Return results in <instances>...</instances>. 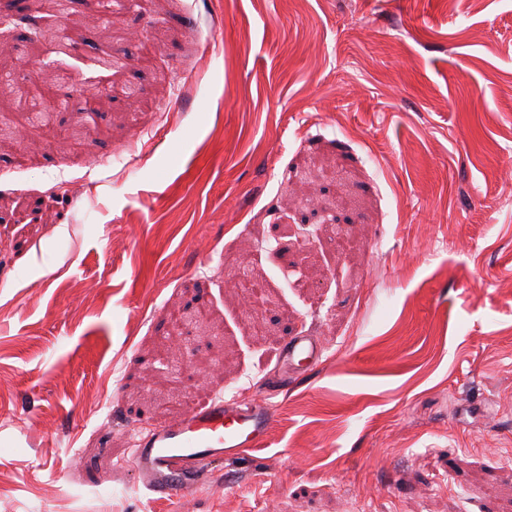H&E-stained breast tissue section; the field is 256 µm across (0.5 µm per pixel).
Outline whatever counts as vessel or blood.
Instances as JSON below:
<instances>
[{"label":"vessel or blood","mask_w":512,"mask_h":512,"mask_svg":"<svg viewBox=\"0 0 512 512\" xmlns=\"http://www.w3.org/2000/svg\"><path fill=\"white\" fill-rule=\"evenodd\" d=\"M282 351L289 365L303 371L322 356L319 341L311 336L287 337ZM274 421L267 400L216 397L139 436L131 460L137 480L154 496L185 501L198 488L205 467L260 446Z\"/></svg>","instance_id":"1"}]
</instances>
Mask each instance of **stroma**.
<instances>
[{
    "label": "stroma",
    "mask_w": 512,
    "mask_h": 512,
    "mask_svg": "<svg viewBox=\"0 0 512 512\" xmlns=\"http://www.w3.org/2000/svg\"><path fill=\"white\" fill-rule=\"evenodd\" d=\"M94 16L0 0V66L62 74L50 112L0 111V512H512V0ZM175 306L210 319L170 341ZM295 333L324 357L291 378ZM241 390L277 410L265 443L188 507L147 495L131 431Z\"/></svg>",
    "instance_id": "35a3bbf8"
}]
</instances>
